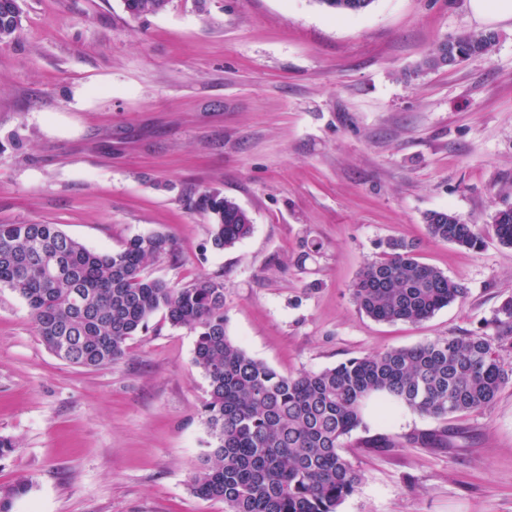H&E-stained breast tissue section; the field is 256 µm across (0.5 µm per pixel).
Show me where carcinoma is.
<instances>
[{"label":"carcinoma","instance_id":"1","mask_svg":"<svg viewBox=\"0 0 512 512\" xmlns=\"http://www.w3.org/2000/svg\"><path fill=\"white\" fill-rule=\"evenodd\" d=\"M337 14L367 10L373 0H317ZM17 0H0V41H10L20 22ZM169 0H123L139 18L164 11ZM465 58L486 55L492 32L456 37ZM455 51L439 44L423 66H452ZM211 214V246L233 247L252 232L248 212L237 203L205 194ZM432 240L467 249L483 245L481 230L454 213L425 217ZM492 230L512 246V207L495 212ZM179 261L160 234L137 235L111 253H96L55 224H0V285L28 307L38 335L61 360L98 368L119 360L127 341L146 333L162 314L174 327L196 333L194 365L208 384L203 405L211 441L190 490L224 502L227 512H337L359 477L345 455L350 438L367 429L368 403L406 409L437 419L490 407L512 383V365L502 351L512 345V297L491 324L496 336H443L412 347L390 348L351 358L318 372L282 375L249 355L226 331L224 282L201 275L171 284L151 277L148 264ZM357 309L381 322L419 323L467 295L464 286L420 261L418 244L389 239L384 256L366 264L350 286ZM401 437L376 433L360 448H397ZM31 489L23 479L0 492V512Z\"/></svg>","mask_w":512,"mask_h":512}]
</instances>
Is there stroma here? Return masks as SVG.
I'll return each mask as SVG.
<instances>
[{"mask_svg":"<svg viewBox=\"0 0 512 512\" xmlns=\"http://www.w3.org/2000/svg\"><path fill=\"white\" fill-rule=\"evenodd\" d=\"M0 45V224H55L88 249L171 239L148 273L224 281L228 336L289 375L439 336H490L512 296V247L489 230L512 206V18L470 0H373L344 17L318 0H170L134 18L122 0H21ZM492 31L490 54L423 61ZM237 202L249 237L210 245L203 194ZM449 211L481 248L430 240ZM467 290L420 323H379L349 286L387 239ZM320 243L306 254L308 242ZM195 334L155 316L125 356L87 370L42 342L0 286V489L13 512H224L189 481L207 449ZM370 433L449 430L441 447H351L359 475L337 512H512V384L445 420L367 418Z\"/></svg>","mask_w":512,"mask_h":512,"instance_id":"obj_1","label":"stroma"}]
</instances>
